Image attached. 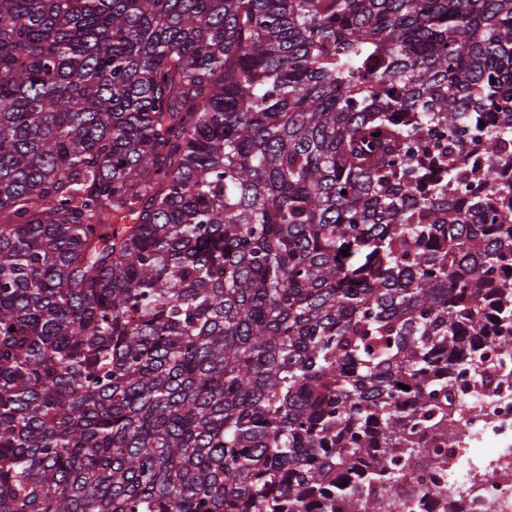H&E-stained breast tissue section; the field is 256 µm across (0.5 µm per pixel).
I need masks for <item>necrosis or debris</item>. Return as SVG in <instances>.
I'll list each match as a JSON object with an SVG mask.
<instances>
[{
	"label": "necrosis or debris",
	"instance_id": "obj_1",
	"mask_svg": "<svg viewBox=\"0 0 512 512\" xmlns=\"http://www.w3.org/2000/svg\"><path fill=\"white\" fill-rule=\"evenodd\" d=\"M454 446L442 487L469 512H512V389L484 400Z\"/></svg>",
	"mask_w": 512,
	"mask_h": 512
}]
</instances>
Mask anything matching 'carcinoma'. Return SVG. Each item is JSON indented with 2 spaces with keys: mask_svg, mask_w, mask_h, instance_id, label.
Returning <instances> with one entry per match:
<instances>
[{
  "mask_svg": "<svg viewBox=\"0 0 512 512\" xmlns=\"http://www.w3.org/2000/svg\"><path fill=\"white\" fill-rule=\"evenodd\" d=\"M497 348L512 0H0V512H376Z\"/></svg>",
  "mask_w": 512,
  "mask_h": 512,
  "instance_id": "1",
  "label": "carcinoma"
}]
</instances>
